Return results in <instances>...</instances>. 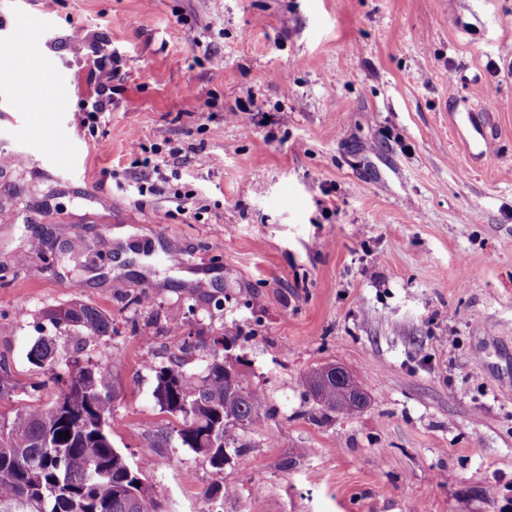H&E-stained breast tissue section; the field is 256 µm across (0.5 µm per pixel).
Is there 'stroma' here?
<instances>
[{
  "label": "stroma",
  "mask_w": 512,
  "mask_h": 512,
  "mask_svg": "<svg viewBox=\"0 0 512 512\" xmlns=\"http://www.w3.org/2000/svg\"><path fill=\"white\" fill-rule=\"evenodd\" d=\"M1 16L0 43L39 46L79 94L30 140L10 102L31 60L0 56V417L54 392L38 338L80 346L138 465L180 423L156 369L200 339L181 369L204 376L226 334L274 411L231 429L220 472L176 439L155 449L167 512H512V0H0ZM97 44L121 75L92 118ZM473 111L496 141L479 161ZM74 299L112 336L83 346L43 319ZM327 363L365 393L359 415L301 386Z\"/></svg>",
  "instance_id": "35a3bbf8"
}]
</instances>
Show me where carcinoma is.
<instances>
[{"label": "carcinoma", "instance_id": "1", "mask_svg": "<svg viewBox=\"0 0 512 512\" xmlns=\"http://www.w3.org/2000/svg\"><path fill=\"white\" fill-rule=\"evenodd\" d=\"M52 326H69L94 340L112 335V318L90 305L73 301L43 313ZM77 350L39 338L30 362L62 368L54 374L58 388L48 404L27 405L0 423V512H165L163 501L144 483L145 466L132 468L112 445L103 423L112 416V396L102 370L78 366ZM207 365L200 378L173 366L156 371L153 397L161 411L182 419L175 429L180 444L224 469V448L210 447L205 433L219 423L244 429L267 413L263 390L246 387L238 360ZM336 366L312 370L302 385L325 410L357 415L367 399L354 384L331 378ZM194 402L188 411L184 400ZM69 432V436L59 433Z\"/></svg>", "mask_w": 512, "mask_h": 512}]
</instances>
